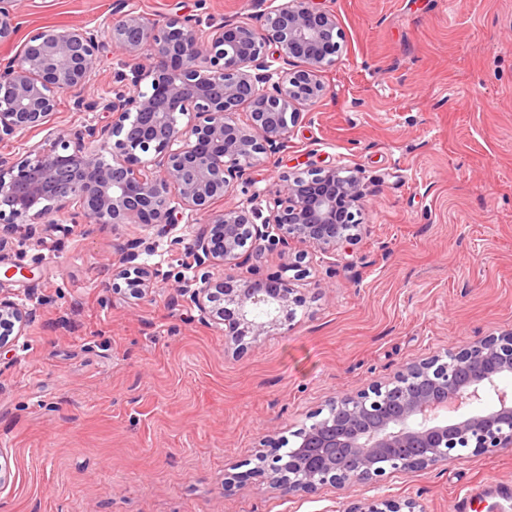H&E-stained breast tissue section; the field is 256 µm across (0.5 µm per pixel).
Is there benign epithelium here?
I'll return each mask as SVG.
<instances>
[{"instance_id": "benign-epithelium-1", "label": "benign epithelium", "mask_w": 512, "mask_h": 512, "mask_svg": "<svg viewBox=\"0 0 512 512\" xmlns=\"http://www.w3.org/2000/svg\"><path fill=\"white\" fill-rule=\"evenodd\" d=\"M19 0H0V43L13 42ZM342 31L315 0H287L255 18L203 20L199 14L147 17L132 0H113L106 27L48 25L16 54L0 60V143L49 130L20 156L0 155V223L14 228L31 215L68 216L46 228L143 224L162 236L180 224H209L190 239L175 237L197 275L182 288L200 319L224 327L240 351L290 327L300 300L291 283L258 278L242 249L278 253L295 277L306 255L354 244V211L366 198L362 179L344 167H312L268 190L267 216L232 196L266 156L287 146L303 121L297 106L327 94L321 73L335 62ZM147 63L113 75L112 98L87 101V86L110 51ZM148 82V88L141 84ZM79 110L102 108L98 124H52L60 96ZM191 115L192 121L181 123ZM111 161L105 160V155ZM225 273L215 278L214 268ZM117 277L142 299L171 278L130 256ZM32 311L0 292V350L23 333ZM512 331L479 336L403 366L392 378L357 392L339 391L313 422L295 431V446L260 459L257 470L279 490L309 493L326 484L378 485L387 470L435 468L512 448ZM355 512H416L410 500L379 496Z\"/></svg>"}]
</instances>
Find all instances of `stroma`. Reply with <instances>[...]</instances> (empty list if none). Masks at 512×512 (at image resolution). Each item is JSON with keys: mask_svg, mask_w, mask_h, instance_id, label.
I'll return each instance as SVG.
<instances>
[{"mask_svg": "<svg viewBox=\"0 0 512 512\" xmlns=\"http://www.w3.org/2000/svg\"><path fill=\"white\" fill-rule=\"evenodd\" d=\"M112 2L22 0L17 37L103 25ZM321 6L343 32L327 96L234 198L310 165L358 171L359 240L301 245L289 330L237 353L178 295L194 272L153 229L0 224V288L33 311L0 352V512H356L380 495L456 512L471 493L477 512H512V450L296 496L253 473L336 392L512 330V0ZM134 241L172 275L140 300L112 288ZM13 266L30 276L4 278Z\"/></svg>", "mask_w": 512, "mask_h": 512, "instance_id": "1", "label": "stroma"}]
</instances>
